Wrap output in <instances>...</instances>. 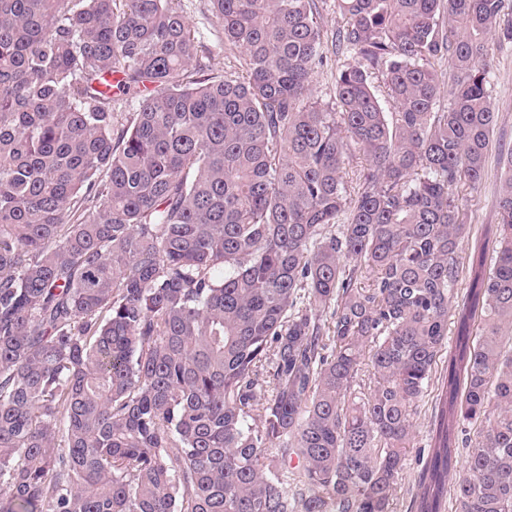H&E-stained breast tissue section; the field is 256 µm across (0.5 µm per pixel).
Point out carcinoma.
I'll return each instance as SVG.
<instances>
[{
  "instance_id": "cac0c4a2",
  "label": "carcinoma",
  "mask_w": 512,
  "mask_h": 512,
  "mask_svg": "<svg viewBox=\"0 0 512 512\" xmlns=\"http://www.w3.org/2000/svg\"><path fill=\"white\" fill-rule=\"evenodd\" d=\"M316 2L210 0L195 78L176 0H0V512H396L450 319L408 509L512 512V0H334L331 107ZM189 22L197 31L200 41L199 60L205 65V75H224L232 70L236 52L225 50L224 35L220 25L212 16L209 0H180ZM326 1V2H325ZM319 10L321 13V23L324 41V59L321 66L314 73L311 83V94L314 99H318L323 103L332 102L333 85L336 72L348 60V55L344 53L336 55L331 49V37L336 29L344 25L345 20L333 9L332 0H318ZM493 69L490 75V91L496 112L492 148L487 162V175L477 192L470 193L466 186L461 194L470 199L469 236L461 241L462 255L470 253L480 235L482 224H495L496 198L499 188L500 159L512 149V42L495 43L491 46Z\"/></svg>"
}]
</instances>
